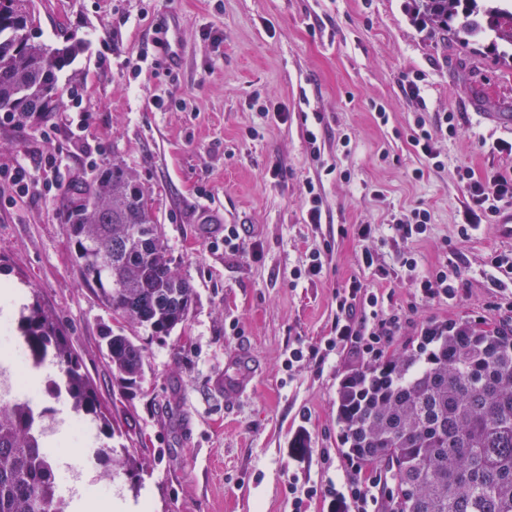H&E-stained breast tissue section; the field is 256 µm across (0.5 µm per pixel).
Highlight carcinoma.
I'll return each instance as SVG.
<instances>
[{"instance_id": "obj_1", "label": "carcinoma", "mask_w": 512, "mask_h": 512, "mask_svg": "<svg viewBox=\"0 0 512 512\" xmlns=\"http://www.w3.org/2000/svg\"><path fill=\"white\" fill-rule=\"evenodd\" d=\"M410 12L450 41L466 44L490 31L512 48V3L494 0H408ZM41 25L36 0H0V112L46 118L58 107L57 73L79 52L15 32ZM117 203L101 215L96 203ZM86 287L117 320L162 337L190 312L193 287L172 267L163 224L148 193L123 164L91 185L72 186L61 202ZM18 329L35 364L52 358L65 398L77 414L110 427L97 388L56 319L34 302ZM122 388L143 375L141 346L122 333L102 336ZM337 420L349 458L379 467L386 512H512V329L450 323L428 330L406 349L348 375L337 391ZM108 447L104 465L131 477L142 463ZM57 469L24 408L0 407V512H62Z\"/></svg>"}]
</instances>
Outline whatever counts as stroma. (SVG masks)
Returning a JSON list of instances; mask_svg holds the SVG:
<instances>
[{"instance_id":"stroma-1","label":"stroma","mask_w":512,"mask_h":512,"mask_svg":"<svg viewBox=\"0 0 512 512\" xmlns=\"http://www.w3.org/2000/svg\"><path fill=\"white\" fill-rule=\"evenodd\" d=\"M42 39L82 42L59 72L61 111L80 107L79 139L33 122L0 126V164L65 163L59 189L32 187L0 208V277L59 320L96 385L114 436L141 459L138 483L104 467L88 472L98 498L128 512H384L383 475L351 465L339 439L336 393L352 369L374 364L354 343L327 350L336 298L350 280L378 296L366 326L397 317L383 350L402 352L429 326L512 324V284L492 287L486 261L512 252V222L482 220L469 238L456 169H512L497 141L512 139V60L490 37L468 49L416 23L407 0H37ZM182 19L180 63L169 66L155 22ZM424 88L425 108L404 92ZM389 118L381 123L377 107ZM459 132L442 135L443 113ZM423 114L444 168L425 166L407 140ZM318 134L309 144L307 130ZM349 145H342V137ZM96 146L88 160L83 145ZM134 170L153 199L178 273L193 287L189 317L170 335L120 326L87 288L74 261L60 200L112 164ZM421 179H412L413 169ZM316 182L322 221H307L305 185ZM384 193L374 199V190ZM421 207L428 232L403 240L394 217ZM242 227L239 250L224 227ZM359 224L375 225L359 242ZM375 259L365 267L362 249ZM321 272L299 276L311 252ZM444 266L458 290L427 299L409 286L407 255ZM124 330L145 352L138 387L119 389L104 356L105 328ZM304 357L288 363V352ZM249 348L259 373L247 395L224 397L228 357ZM305 448H297V441ZM369 487L366 504L323 489ZM311 485L322 492L295 508Z\"/></svg>"}]
</instances>
